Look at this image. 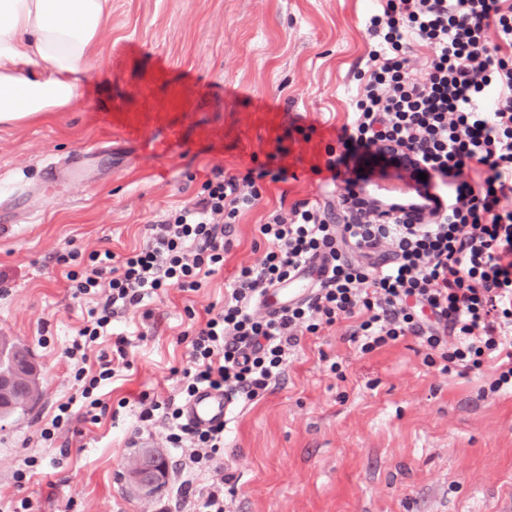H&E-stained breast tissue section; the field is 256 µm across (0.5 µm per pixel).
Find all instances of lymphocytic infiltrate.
<instances>
[{
	"label": "lymphocytic infiltrate",
	"mask_w": 512,
	"mask_h": 512,
	"mask_svg": "<svg viewBox=\"0 0 512 512\" xmlns=\"http://www.w3.org/2000/svg\"><path fill=\"white\" fill-rule=\"evenodd\" d=\"M369 31L389 45L374 59L350 122L337 132L339 155L328 173L378 143L414 148L429 175L445 187V207L428 224H335L327 208L300 202L259 225L267 249L257 265L241 267L230 295L204 323L181 335L185 367L173 369L178 397L138 398V419L162 417L170 447L192 445L189 460L205 470L224 453V429L197 428L183 418V402L210 388L253 401L284 372L288 351L309 334L353 320L348 336L371 353L413 335L444 374H468L495 362L491 391L512 388V5L505 0H386ZM497 41H489V32ZM428 43L434 55L414 78L401 49L407 37ZM284 181L287 170L238 176L213 170L196 201L150 224L142 249L115 258L95 250L82 269L79 253L55 256L65 267L73 298L94 307L71 350L82 362L76 397L58 404L41 437L55 441L73 422L100 423L118 409L101 399L102 382L130 367L126 334L115 315L175 288L195 292L224 265V224L256 205L257 179ZM362 251L354 261L348 248ZM324 258L319 283L305 302L258 315L256 299L302 265ZM104 336L108 348L94 350Z\"/></svg>",
	"instance_id": "obj_1"
}]
</instances>
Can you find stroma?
Listing matches in <instances>:
<instances>
[{
	"label": "stroma",
	"instance_id": "1",
	"mask_svg": "<svg viewBox=\"0 0 512 512\" xmlns=\"http://www.w3.org/2000/svg\"><path fill=\"white\" fill-rule=\"evenodd\" d=\"M380 5L112 0L103 61L73 108L0 126V336L29 348L41 381L35 406L0 422V501L27 497L36 512H198L195 501L176 496L182 457L166 441V423L139 426L135 399L143 391L174 395L170 373L187 364L179 341L186 312L222 304L240 267L258 263V225L295 203L331 199L322 171L369 77V54L383 48L368 31ZM97 108L150 135L179 124L183 142L153 162L118 141L79 181L49 186L48 165L106 140ZM216 168H284L288 179L258 181L259 204L228 228L232 247L203 288L148 301L150 318L138 309L116 318L132 343V367L101 392L113 403L127 399L118 417L43 442L41 428L77 389L79 363L67 350L89 306L72 298L54 253L67 246L121 256L142 246L148 224L194 200ZM349 331L345 320L289 351L275 388L238 404L223 457L193 474L195 489L234 474L226 512H499L500 500L512 498V391L489 392L494 365L444 375L424 363L414 336L363 354ZM334 362L341 374L330 372ZM144 448L167 463L164 483L149 495L128 482V465ZM30 456L36 473L17 487L13 475Z\"/></svg>",
	"mask_w": 512,
	"mask_h": 512
}]
</instances>
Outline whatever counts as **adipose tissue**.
Wrapping results in <instances>:
<instances>
[{
	"label": "adipose tissue",
	"instance_id": "ef3b65f1",
	"mask_svg": "<svg viewBox=\"0 0 512 512\" xmlns=\"http://www.w3.org/2000/svg\"><path fill=\"white\" fill-rule=\"evenodd\" d=\"M111 9V0H0V125L71 109Z\"/></svg>",
	"mask_w": 512,
	"mask_h": 512
}]
</instances>
